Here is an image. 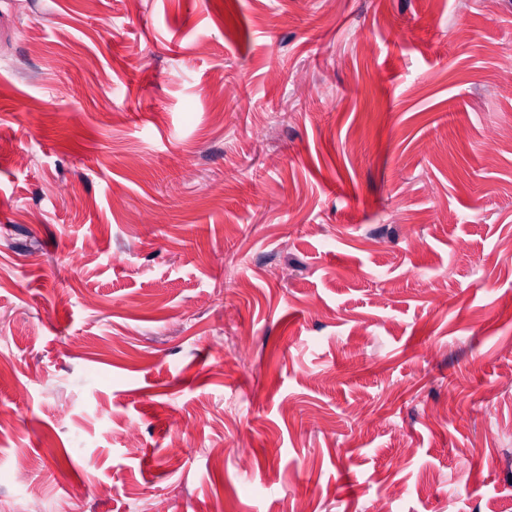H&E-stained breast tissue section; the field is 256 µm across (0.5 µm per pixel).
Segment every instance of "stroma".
Here are the masks:
<instances>
[{
	"instance_id": "1",
	"label": "stroma",
	"mask_w": 512,
	"mask_h": 512,
	"mask_svg": "<svg viewBox=\"0 0 512 512\" xmlns=\"http://www.w3.org/2000/svg\"><path fill=\"white\" fill-rule=\"evenodd\" d=\"M509 52L512 0H0V512H512Z\"/></svg>"
}]
</instances>
